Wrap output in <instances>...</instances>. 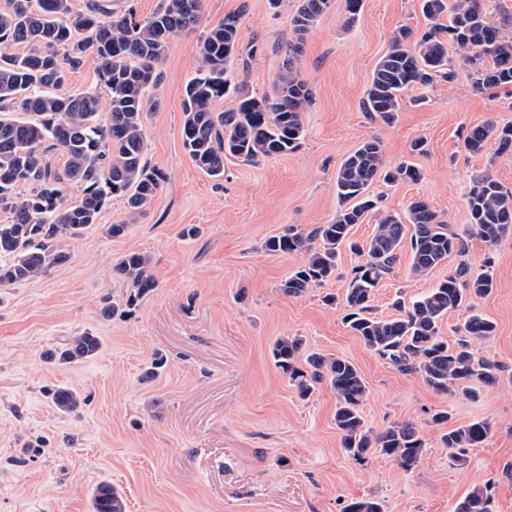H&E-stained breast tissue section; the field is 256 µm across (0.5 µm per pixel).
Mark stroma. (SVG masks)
Listing matches in <instances>:
<instances>
[{"instance_id":"1","label":"stroma","mask_w":512,"mask_h":512,"mask_svg":"<svg viewBox=\"0 0 512 512\" xmlns=\"http://www.w3.org/2000/svg\"><path fill=\"white\" fill-rule=\"evenodd\" d=\"M291 9L290 0L277 9L269 0H203L196 28L170 39L144 117V160L161 177L146 216L109 236L108 225L126 216L123 200L112 199L97 225L64 241L66 263L0 289V512H93L102 484L118 491L126 512H345L366 498L384 512H454L485 484L493 512H512V237L487 246L472 232L468 209L477 176L512 189V153L492 141L479 153L463 144L473 125L512 124V86L477 88L490 58L465 64L452 50V78L407 90L384 123L366 112V90L392 32L426 29L419 2L363 0L350 24L345 0H332L297 61L312 91L300 148L255 162L227 158L223 179H212L182 143L184 87L201 66L199 38L241 13L231 76L260 96L287 55ZM371 137L382 140L389 165L409 162L422 172L416 182L375 181L370 193L380 207L401 214L423 199L466 245L465 256L421 277L402 250L375 292L373 313L398 316L394 301L426 293L459 261L476 274L491 267L493 288L471 310L496 330L472 349L499 373L477 400L437 393L352 332L343 295L360 258L349 247L339 252L335 277L297 297L280 284L303 255L264 249L288 225L311 228L335 217L336 171ZM131 252L149 257L156 286L128 308L131 288L115 267ZM109 301L120 308L105 319L100 310ZM83 332L100 338L96 357L67 367L49 359V350ZM287 336L301 337L304 352L356 364L367 386L366 426L381 432L412 423L426 445L418 466L347 457L327 384L300 397L275 365L273 346ZM59 388L85 404L59 410L52 400ZM440 411L450 413L449 424L433 423ZM475 420L489 423V435L466 465H454L441 436Z\"/></svg>"}]
</instances>
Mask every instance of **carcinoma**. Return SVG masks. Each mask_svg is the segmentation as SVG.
Here are the masks:
<instances>
[{
  "label": "carcinoma",
  "instance_id": "carcinoma-1",
  "mask_svg": "<svg viewBox=\"0 0 512 512\" xmlns=\"http://www.w3.org/2000/svg\"><path fill=\"white\" fill-rule=\"evenodd\" d=\"M429 29L413 38L406 28L395 30L388 52L378 61L366 93V111L389 122L399 111L405 91L429 86L451 75L448 44L463 57L476 52L491 58L476 83L484 89L512 85V13L492 22L484 0H419ZM331 7V0H296L291 18L292 40L288 60L269 93L254 96L228 73L240 53L239 16L224 21L202 37V67L185 86L183 146L206 175L224 178V159L277 158L296 151L304 135L303 114L311 104L307 81L293 65L308 33ZM202 0H165L150 19L135 20L133 10L115 11L89 0L82 11L72 0H8L0 9V211L9 214L0 224V287L34 280L63 263L67 255L59 242L77 238L98 224L104 207L114 197L125 200L128 221L146 211L160 187L159 177L147 170L143 114L150 90L160 79L171 36L197 24ZM24 45L22 53L11 51ZM68 51V61L85 58L96 65L101 85L108 91L102 108L98 91L58 94L66 81L64 61L57 48ZM233 96L235 106L216 111L214 103ZM493 139L498 151L512 152V125L490 122L471 127L465 148L481 151ZM62 152L63 169L52 168L48 154ZM422 173L402 163L387 166L382 141L373 137L343 161L336 172L339 210L328 224L312 229L288 226L266 240L270 254L298 252L303 263L281 284L289 296H299L336 273L340 247L350 246L363 261L352 269L344 294L345 321L365 346L401 371L417 373L428 387L441 394L475 400L477 385L497 381V366L475 358L471 345L493 335L495 324L474 313L459 327L462 336L448 343L440 334L441 321L467 300L487 295L493 276L472 274L461 262L455 271L410 305L399 301L402 317L380 319L371 301L383 277L410 244L411 271L427 275L448 256L462 254V239L448 231L427 202L412 201L404 215L384 213L370 239L350 242L353 225L364 222L375 209L369 188L381 177L387 181L416 182ZM28 188L21 195L19 187ZM80 189L72 198L67 187ZM471 230L490 247L512 236V189L490 175L475 179L468 195ZM144 253L126 254L116 270L131 284L126 298L131 306L155 287ZM302 339L276 341V366L288 376L302 397L327 383L336 395L335 425L346 455L362 462L372 455L389 459L404 471L416 467L425 443L409 423L375 433L366 428L360 412L367 386L358 367L340 357L317 353L298 360ZM98 337L86 332L68 339L50 358L72 364L97 355ZM57 408L78 410L81 396L67 389L53 393ZM490 431L489 423L473 421L442 434V446L461 466L466 450L477 448ZM487 487H476L455 507V512H493ZM94 512H126L121 495L107 484L93 498Z\"/></svg>",
  "mask_w": 512,
  "mask_h": 512
}]
</instances>
